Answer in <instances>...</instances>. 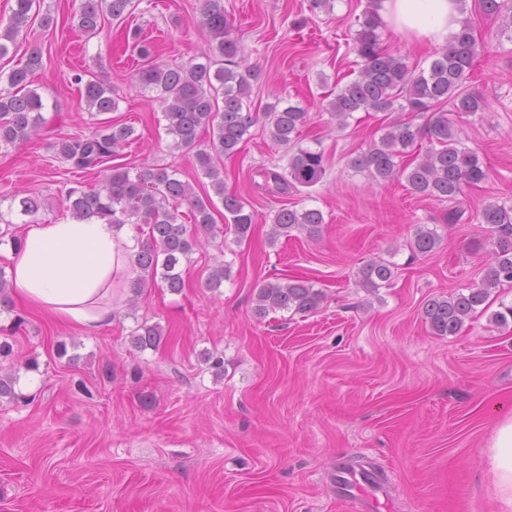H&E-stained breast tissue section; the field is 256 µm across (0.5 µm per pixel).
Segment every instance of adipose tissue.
I'll use <instances>...</instances> for the list:
<instances>
[{
	"label": "adipose tissue",
	"instance_id": "1",
	"mask_svg": "<svg viewBox=\"0 0 512 512\" xmlns=\"http://www.w3.org/2000/svg\"><path fill=\"white\" fill-rule=\"evenodd\" d=\"M459 0H379L380 17L412 40L440 44L460 28ZM9 259L12 295L54 324L92 335L112 323V288L138 250L126 224L65 218L29 225ZM490 462L512 512V412L501 415Z\"/></svg>",
	"mask_w": 512,
	"mask_h": 512
}]
</instances>
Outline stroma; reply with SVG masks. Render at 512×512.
Wrapping results in <instances>:
<instances>
[{"label":"stroma","mask_w":512,"mask_h":512,"mask_svg":"<svg viewBox=\"0 0 512 512\" xmlns=\"http://www.w3.org/2000/svg\"><path fill=\"white\" fill-rule=\"evenodd\" d=\"M332 5L313 13L307 0H224L244 62L258 73L251 110L276 101L305 107L302 143L329 157L321 182L269 192L263 174L286 167L288 154L254 125L224 161L225 190L254 213L251 233L237 242L216 205L218 234L182 261L181 293L147 288L116 305L111 326L92 336L17 303L0 312L13 362L38 365L30 383L17 385L24 400L0 399V512H359L336 491L341 462L379 472L394 512H503L489 445L498 408L512 407V322L491 317L512 303V286L492 290L486 310L454 336L432 335L423 310L480 283L494 258L475 215L512 201V39L468 0L465 16L485 49L465 87L486 107L457 124L489 177L465 187V214L451 224L447 203L412 193L402 179L372 183L350 166L384 126L413 115L359 111L337 129L325 107L357 75L354 38L373 3ZM43 6L54 25L23 31L0 58L6 73L30 45L41 46L32 80L49 105L40 134L0 148V198L33 197L36 221L63 220L66 190L98 185L103 174L74 169L52 144L106 121L135 130L116 164L176 168L197 194L210 192L195 158L172 149L159 103L136 83L140 61L125 35L142 28L155 63L188 62L206 47L199 0H141L124 23L104 20L92 37L77 26V0ZM378 33L412 67H428L439 51L385 24ZM76 70L108 79L118 111L87 112L70 82ZM292 205L322 211L319 238L299 232L269 242L275 213ZM420 226L440 238L426 257L409 247ZM373 259L391 263L394 278L369 292L357 273ZM219 265L230 277L212 292L205 282ZM284 278L321 289L320 309L256 317V287ZM143 322L162 327L158 349L132 346ZM211 354L223 357V373Z\"/></svg>","instance_id":"stroma-1"}]
</instances>
